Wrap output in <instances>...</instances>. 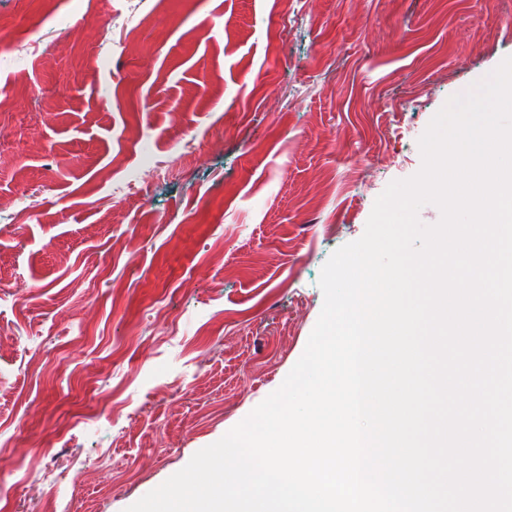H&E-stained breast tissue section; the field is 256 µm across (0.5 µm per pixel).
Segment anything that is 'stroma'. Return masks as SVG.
Returning <instances> with one entry per match:
<instances>
[{"instance_id":"35a3bbf8","label":"stroma","mask_w":512,"mask_h":512,"mask_svg":"<svg viewBox=\"0 0 512 512\" xmlns=\"http://www.w3.org/2000/svg\"><path fill=\"white\" fill-rule=\"evenodd\" d=\"M0 11V512L51 482L56 512H125L280 387L324 263L512 56V0Z\"/></svg>"}]
</instances>
